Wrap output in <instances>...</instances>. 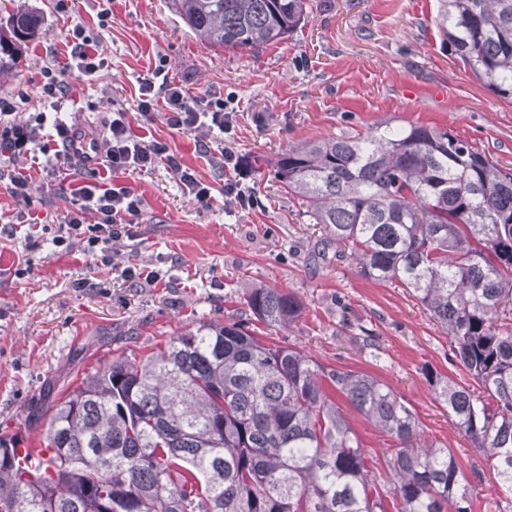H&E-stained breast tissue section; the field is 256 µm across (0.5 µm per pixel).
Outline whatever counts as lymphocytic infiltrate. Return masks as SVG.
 Returning a JSON list of instances; mask_svg holds the SVG:
<instances>
[{"label": "lymphocytic infiltrate", "instance_id": "f902f5d3", "mask_svg": "<svg viewBox=\"0 0 512 512\" xmlns=\"http://www.w3.org/2000/svg\"><path fill=\"white\" fill-rule=\"evenodd\" d=\"M163 72V66H156L152 76L139 83L137 110L143 123L160 120L185 134L205 130L224 135L232 130L234 112L223 94L191 95L185 86L164 78ZM15 108L12 99L0 97V181L8 183L15 198L27 199L31 176L25 164L41 152L45 159L37 169L50 179L68 177V163L75 158L83 166L99 164L113 173L162 164L185 194L204 206L213 202L211 186L171 153L166 143L137 139L127 113H113L105 136L99 139L75 123L43 112L24 121L13 120ZM50 133L61 144V151L49 152L45 138ZM72 194L73 208L57 229L55 245L81 244L87 257L103 263L108 259L109 242L135 237L134 220L141 211V199L133 190L85 184L74 188Z\"/></svg>", "mask_w": 512, "mask_h": 512}]
</instances>
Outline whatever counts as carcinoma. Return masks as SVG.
<instances>
[{
	"label": "carcinoma",
	"mask_w": 512,
	"mask_h": 512,
	"mask_svg": "<svg viewBox=\"0 0 512 512\" xmlns=\"http://www.w3.org/2000/svg\"><path fill=\"white\" fill-rule=\"evenodd\" d=\"M435 23L452 53L512 98V0H440ZM204 44L253 50L288 37L306 0H168ZM39 28L18 12L0 29V70ZM325 236L324 257L350 247L363 274L409 290L448 336L483 394L426 376L456 427L512 491V168L446 130L380 123L288 147L274 163ZM268 327L302 305L277 288L246 301ZM341 396L397 447L364 448ZM0 433V512H470L450 450L424 439L391 387L268 346L242 321L201 322L145 359H117L58 402L20 465Z\"/></svg>",
	"instance_id": "1"
}]
</instances>
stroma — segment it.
Segmentation results:
<instances>
[{"label":"stroma","mask_w":512,"mask_h":512,"mask_svg":"<svg viewBox=\"0 0 512 512\" xmlns=\"http://www.w3.org/2000/svg\"><path fill=\"white\" fill-rule=\"evenodd\" d=\"M438 0H330L284 40L256 51H218L199 41L167 0H0V19L25 11L40 19L20 63L0 74V97L15 120L39 111L44 66L65 68L63 111L104 134L112 112L131 113L136 136L168 143L182 163L215 189L222 169L192 137L136 115L138 84L155 61L190 92L234 98L230 141L236 178L255 196L247 211L203 206L183 194L165 166L109 174L82 170L77 183L104 178L142 201L139 235L110 242L111 266L88 264L70 249L27 238H0V430L39 445L46 411L82 378L122 353L149 355L203 321L244 318L256 288L295 295L302 312L270 338L319 362L379 378L414 411L424 439L449 448L472 487L471 512H512L493 473L451 421L425 379L431 369L470 390L478 385L452 357L450 343L405 288L365 277L348 254L312 255L321 236L307 206L284 191L273 165L289 144L363 131L380 122L448 129L512 167V100L497 96L464 67L434 23ZM82 26L105 65L87 76L68 65L69 31ZM70 183L33 173L29 199L0 182V225L60 224L71 208ZM161 274L127 281L122 267Z\"/></svg>","instance_id":"35a3bbf8"}]
</instances>
